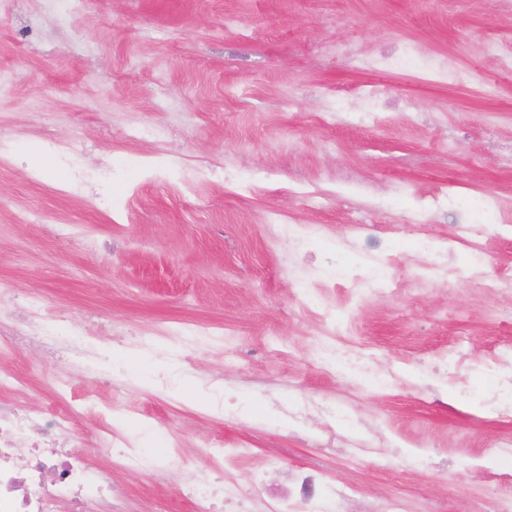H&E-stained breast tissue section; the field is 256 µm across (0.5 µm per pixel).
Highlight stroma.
<instances>
[{"mask_svg":"<svg viewBox=\"0 0 512 512\" xmlns=\"http://www.w3.org/2000/svg\"><path fill=\"white\" fill-rule=\"evenodd\" d=\"M491 0H0V135L13 141L0 168V327L44 300L52 327L90 336L111 327L124 351L164 359L115 364L110 386L95 363L56 359L35 345L8 366L32 407L61 411L54 381L112 406L120 433L153 427L175 434L200 470L216 446L247 449L227 475L249 493L259 473L285 492L288 471L317 467L355 487L329 512H363L398 500L403 512H481L512 495V457L495 444L512 416L484 401L498 380L483 369L506 339L512 299L467 283L432 288L401 304H364L341 350L372 366L360 376L317 357L319 323L291 295L296 275L351 237L350 196L328 183L336 167L358 170L377 195L409 210L420 195L449 187L463 195L512 194V167L491 138L512 143V73L484 48L512 43V10ZM352 43L353 59H328L326 41ZM407 42L445 55L471 80L448 85L398 64L362 58ZM497 81L485 98L481 82ZM389 88L390 105L345 122L326 108L350 89ZM455 155L437 152L448 132ZM84 144L75 164L46 150L48 138ZM112 167V209L96 188L68 191L76 167ZM254 171L243 182L236 175ZM36 208L45 222L22 224ZM313 224L306 251L288 253L279 224ZM203 330L186 344L181 331ZM283 342L274 349L268 331ZM466 339L463 383L440 385L437 354ZM401 383L385 386L389 370ZM343 406L341 435L360 433L372 453L349 463L344 448L317 440L324 416L295 422L306 401ZM95 416L78 414L71 436L92 468L117 480L123 512H192L177 465L127 469L98 452Z\"/></svg>","mask_w":512,"mask_h":512,"instance_id":"1","label":"stroma"}]
</instances>
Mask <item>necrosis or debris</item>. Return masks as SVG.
Returning <instances> with one entry per match:
<instances>
[{"mask_svg": "<svg viewBox=\"0 0 512 512\" xmlns=\"http://www.w3.org/2000/svg\"><path fill=\"white\" fill-rule=\"evenodd\" d=\"M481 203L486 212L500 215L499 224L473 223L469 210L452 192L423 195L414 208L392 214L397 224H426L448 213L457 219L447 235L416 240L413 261L417 273L408 280L399 274L403 259L393 245L364 233L376 216L392 213L389 199L368 197L355 217L357 231L347 243L345 256L326 255L318 278L298 283L300 302L313 305L322 288L336 291V306L326 307L322 314L323 333L333 336L351 306L375 298L400 302L421 287L451 288L457 281L467 280L486 294L512 295V271L489 272L485 247L487 233L497 234L512 226V199L488 195L482 197ZM460 246L468 252V260L462 266L452 260ZM52 319L49 309L32 308L23 319L21 330L0 336V360L22 339L37 340L52 353L78 350L89 354V346L83 345L80 337L48 333ZM89 402V397L81 396L67 404L65 411L56 413L31 408L21 401L0 404V512H56L61 503L68 505L70 512H89L92 504H111L115 492L111 478L98 474L78 450L66 448L63 443L72 414ZM170 453L187 469L184 493L193 503L194 512H218L216 504L220 501L233 505L235 512H248L237 486L224 477L225 462L243 458L244 450H216L213 469L208 474L190 468L178 446H171ZM292 480L294 496L268 497L263 478L257 480L253 493L266 499L268 512H327V499L347 500L356 493L354 487L331 484L326 473L317 469H300Z\"/></svg>", "mask_w": 512, "mask_h": 512, "instance_id": "obj_1", "label": "necrosis or debris"}]
</instances>
